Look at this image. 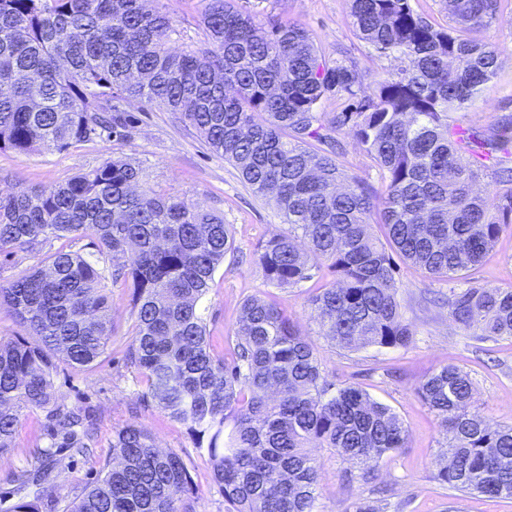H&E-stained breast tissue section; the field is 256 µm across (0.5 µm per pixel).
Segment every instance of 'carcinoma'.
<instances>
[{"label":"carcinoma","mask_w":512,"mask_h":512,"mask_svg":"<svg viewBox=\"0 0 512 512\" xmlns=\"http://www.w3.org/2000/svg\"><path fill=\"white\" fill-rule=\"evenodd\" d=\"M201 37L146 0H0V150L64 151L134 126L123 102L171 112L272 198L287 231L260 246L266 284L295 288L317 262L334 275L308 297L318 334L347 351L406 348L413 326L397 298L393 255L448 282L445 305L475 335L512 337V288L455 283L512 222V117L492 132L450 113L497 74L500 48L480 32L500 0H442L436 26L411 0H350L358 36L398 64L369 83L327 59L295 24L202 0ZM343 98L339 112L323 101ZM348 128L378 168L383 199L342 167L335 133ZM508 188L493 202L483 177ZM122 156L55 185L0 194V255L58 241L36 266L0 283V307L25 332L0 339V457L23 412L41 409L50 447L88 450L80 413L55 401L56 359L90 369L112 337L108 288L132 289L128 360L154 401L185 425L211 466L226 512H319L317 444L357 465L406 447L388 406L324 375L298 326L261 297L246 299L232 358L209 342L204 301L234 241L224 217L175 192L139 189ZM88 239L83 250L71 242ZM448 441L434 479L462 493L512 497V425L471 410L469 374L446 365L418 387ZM10 512H39L24 495ZM188 466L144 428L112 438V464L65 512H193Z\"/></svg>","instance_id":"cac0c4a2"}]
</instances>
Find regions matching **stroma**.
<instances>
[{"mask_svg": "<svg viewBox=\"0 0 512 512\" xmlns=\"http://www.w3.org/2000/svg\"><path fill=\"white\" fill-rule=\"evenodd\" d=\"M234 4L261 19L272 15L302 26L327 57L346 59L365 79L383 77L394 66L393 58L380 55L358 37L349 0H234ZM483 36L501 48L500 68L473 105L457 112L456 117L459 123L488 131L512 115V0H501ZM127 110L136 123L131 137L124 140L97 138L65 151L43 153L0 151V190L7 192L18 185L49 186L123 156L142 166V189L174 191L223 215L231 226L235 251L216 271L206 297L211 338L219 344L231 342L243 301L262 297L298 325L329 382L364 389L389 406L407 430L405 448L380 459L373 477L367 479L332 450L314 449L321 466L320 512H346L353 502L371 499L376 486L388 490L380 503L383 512H512V498L462 494L434 480L435 458L444 451L445 441L436 417L417 393L423 380L452 364L469 373L477 412L493 425L512 423V338L481 340L458 328L446 309L423 300L428 292L447 291V283L407 263L400 264L396 279L401 311L416 332L410 347L347 351L318 336L307 298L313 286L332 281L327 265H320L314 280L297 288L266 285L253 254L285 228L273 202L253 194L238 170L172 113L137 101L130 102ZM337 138L342 144L340 162L376 195H383L385 187L377 168L352 134L343 130ZM465 282L512 287V223L504 226L495 247L469 270ZM109 304L112 337L105 355L89 370L59 364L54 375L58 402L85 414L93 434L92 451L79 455L69 448L56 449L54 488L44 498L40 512H64L69 500L94 484L112 460L113 434L128 425L146 427L159 449L183 455L192 478L194 512H225L224 497L212 471L185 426L157 404L142 400L144 380L127 361L134 324L130 289L114 285ZM49 442L44 412H25L10 450L0 458V504L16 501L13 473L39 470L44 464L40 451Z\"/></svg>", "mask_w": 512, "mask_h": 512, "instance_id": "1", "label": "stroma"}]
</instances>
